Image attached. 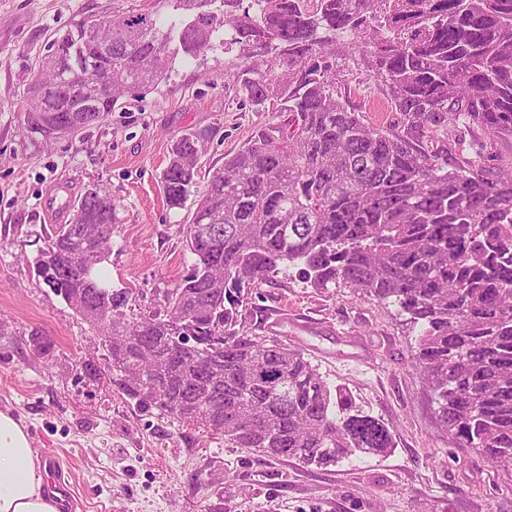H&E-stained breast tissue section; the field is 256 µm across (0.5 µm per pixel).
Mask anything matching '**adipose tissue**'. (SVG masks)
Returning <instances> with one entry per match:
<instances>
[{
    "label": "adipose tissue",
    "mask_w": 512,
    "mask_h": 512,
    "mask_svg": "<svg viewBox=\"0 0 512 512\" xmlns=\"http://www.w3.org/2000/svg\"><path fill=\"white\" fill-rule=\"evenodd\" d=\"M48 461L33 451L26 425L0 411V512H58L46 492Z\"/></svg>",
    "instance_id": "1"
}]
</instances>
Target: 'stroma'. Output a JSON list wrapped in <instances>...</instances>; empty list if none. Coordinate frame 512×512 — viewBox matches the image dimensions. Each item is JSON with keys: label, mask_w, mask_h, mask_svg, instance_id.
I'll use <instances>...</instances> for the list:
<instances>
[{"label": "stroma", "mask_w": 512, "mask_h": 512, "mask_svg": "<svg viewBox=\"0 0 512 512\" xmlns=\"http://www.w3.org/2000/svg\"><path fill=\"white\" fill-rule=\"evenodd\" d=\"M157 0H0V410L23 421L50 481L68 485L71 512H512V477L458 447L435 413L415 366V329L395 306L311 288L296 269L251 289L252 333L299 349L328 384L345 389L394 440L384 456L326 469L273 460L147 410L101 367L98 331L56 296L35 259L53 219L49 186L77 201L107 187L118 222L106 265L129 289L125 314L164 310L190 268L186 210L162 186L173 140L196 141L216 169L256 126L276 115L239 107L224 82L233 54L180 62L144 97L120 99L95 126L45 141L30 133L20 101L58 33L90 15L158 9ZM448 159H479L489 174L512 167V138L487 143L476 124L449 128Z\"/></svg>", "instance_id": "1"}]
</instances>
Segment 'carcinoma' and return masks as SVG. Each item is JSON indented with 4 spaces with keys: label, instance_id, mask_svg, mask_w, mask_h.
Segmentation results:
<instances>
[{
    "label": "carcinoma",
    "instance_id": "1",
    "mask_svg": "<svg viewBox=\"0 0 512 512\" xmlns=\"http://www.w3.org/2000/svg\"><path fill=\"white\" fill-rule=\"evenodd\" d=\"M163 2L164 19L129 10L90 36L87 16L54 38L24 101L31 132L55 140L89 127L217 46L237 51L224 80L242 102L280 121L204 182L195 141L171 144L161 184L168 207L195 205L194 261L162 316L126 320L129 291L109 287L98 252L118 217L106 187L45 232L36 266L99 330L115 382L267 457L328 468L387 453L384 422L352 411L301 352L246 326L244 287L297 267L312 288L342 283L420 327L416 366L437 418L512 476V168L490 177L475 159L450 165L448 151L424 148L450 120L512 137V0ZM350 65L403 121H365L341 75ZM108 76L112 94L85 112L90 83Z\"/></svg>",
    "mask_w": 512,
    "mask_h": 512
}]
</instances>
